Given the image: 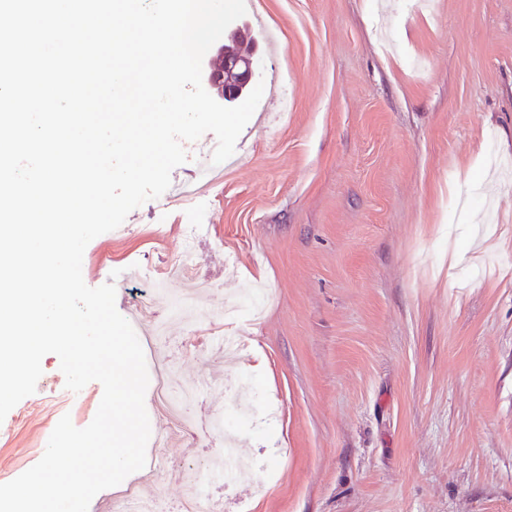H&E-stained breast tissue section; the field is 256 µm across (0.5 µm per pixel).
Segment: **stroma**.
I'll list each match as a JSON object with an SVG mask.
<instances>
[{"mask_svg":"<svg viewBox=\"0 0 512 512\" xmlns=\"http://www.w3.org/2000/svg\"><path fill=\"white\" fill-rule=\"evenodd\" d=\"M245 3L233 26L264 92L234 154L187 195L216 138L185 143L169 188L87 245L86 285L114 283L169 397L197 385L200 427L256 457L208 483L229 512H512V0ZM196 220L188 269L210 287L178 323L156 282ZM252 289L260 315L225 317ZM41 367L0 422V484L100 404L99 382L67 390L57 355ZM51 390L65 402L42 403ZM223 452L149 443L165 466L132 485L177 512L185 465Z\"/></svg>","mask_w":512,"mask_h":512,"instance_id":"obj_1","label":"stroma"}]
</instances>
